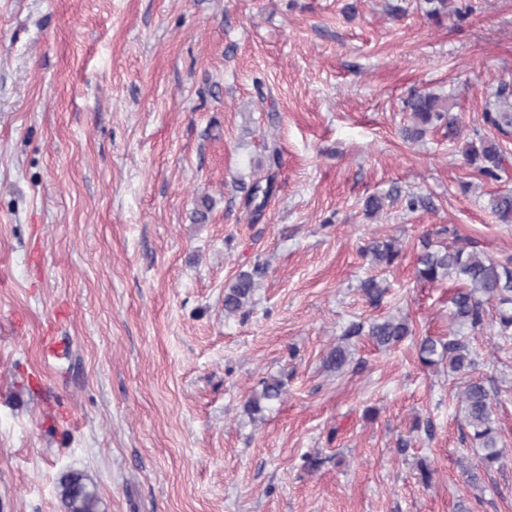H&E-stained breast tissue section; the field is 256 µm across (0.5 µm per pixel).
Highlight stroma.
Segmentation results:
<instances>
[{
    "label": "stroma",
    "mask_w": 512,
    "mask_h": 512,
    "mask_svg": "<svg viewBox=\"0 0 512 512\" xmlns=\"http://www.w3.org/2000/svg\"><path fill=\"white\" fill-rule=\"evenodd\" d=\"M448 6L437 23L424 0H0V512H61L72 471L101 512H512V337L469 336L506 449L475 488L462 383L417 357L454 331V283L415 277L422 238L512 252L488 206L512 192V134L483 119L512 82V0ZM416 90L454 99L459 140L404 139ZM477 133L500 180L465 163ZM389 238L396 265H370L362 246ZM242 273L252 301L225 315ZM386 316L412 336L347 334ZM270 377L281 400L247 413ZM265 187L260 184V180H256L251 184L246 194V204L253 205L255 213H259L264 208L266 201L274 189V175L268 174L265 176ZM261 197V200L258 201Z\"/></svg>",
    "instance_id": "35a3bbf8"
}]
</instances>
